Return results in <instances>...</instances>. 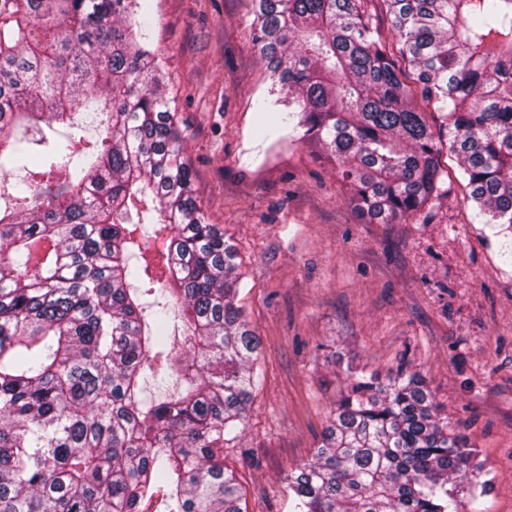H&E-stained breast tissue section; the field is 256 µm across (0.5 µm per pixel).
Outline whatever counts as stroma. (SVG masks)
Returning a JSON list of instances; mask_svg holds the SVG:
<instances>
[{"mask_svg":"<svg viewBox=\"0 0 512 512\" xmlns=\"http://www.w3.org/2000/svg\"><path fill=\"white\" fill-rule=\"evenodd\" d=\"M195 193L238 249V300L263 376L224 447L244 512H293L283 478L313 459L348 367L420 371L490 468L476 512H512V230L477 224L455 157L444 195L365 223L337 163L256 102L271 74L252 0H147Z\"/></svg>","mask_w":512,"mask_h":512,"instance_id":"1","label":"stroma"}]
</instances>
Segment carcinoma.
<instances>
[{
  "label": "carcinoma",
  "instance_id": "obj_1",
  "mask_svg": "<svg viewBox=\"0 0 512 512\" xmlns=\"http://www.w3.org/2000/svg\"><path fill=\"white\" fill-rule=\"evenodd\" d=\"M253 2L282 121L363 218L420 212L446 150L512 226V0ZM150 27L143 0H0V512H243L224 442L259 341ZM441 412L416 371L350 373L294 512H461L489 481Z\"/></svg>",
  "mask_w": 512,
  "mask_h": 512
}]
</instances>
